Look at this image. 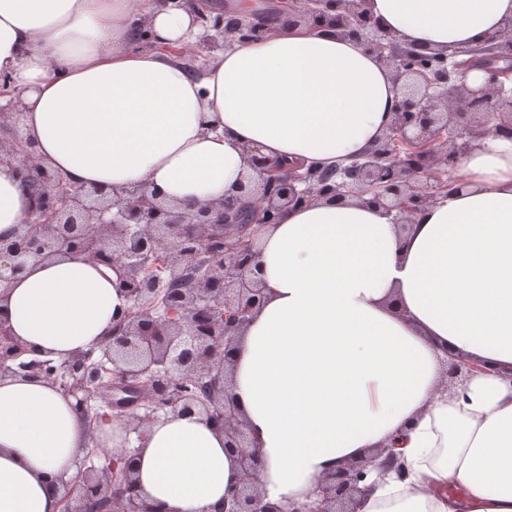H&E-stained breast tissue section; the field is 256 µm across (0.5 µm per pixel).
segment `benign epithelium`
Returning <instances> with one entry per match:
<instances>
[{
	"mask_svg": "<svg viewBox=\"0 0 512 512\" xmlns=\"http://www.w3.org/2000/svg\"><path fill=\"white\" fill-rule=\"evenodd\" d=\"M364 2L299 0L288 13L290 27L304 23L361 40L399 86L394 123L354 164L349 181H331L328 170L282 167L246 147L247 163L261 182L242 184L186 212L140 183L119 190L70 186L35 161L30 139L16 136L12 144H0V166L23 173L37 200L13 237L0 239V289L10 288L32 259L80 255L119 267L121 290L131 302L105 347L61 362L29 357L1 318L0 378L47 379L77 397L86 417L100 367H109L110 407L121 412L128 406L118 394L150 379L153 406L142 415L130 414L134 432L170 412L200 415L224 431V449L237 459L241 478L217 512H356L375 489L367 483L370 469L406 477L395 447L371 448L325 471L306 501H265L257 482L260 451L230 395L229 372L239 330L264 301L265 288L251 272L264 228L317 197L340 201L353 194L371 195L369 203L405 227L462 184L456 170L473 138L486 133L512 138V20L483 44L446 55L401 41L377 23ZM269 33L257 12L246 22L224 25V34L241 44ZM473 68L489 74L485 85H468ZM488 110L492 126L476 120ZM446 366L450 386L485 369L452 353ZM60 483L61 512H166L142 495L135 455L126 450L101 469L90 467Z\"/></svg>",
	"mask_w": 512,
	"mask_h": 512,
	"instance_id": "1",
	"label": "benign epithelium"
}]
</instances>
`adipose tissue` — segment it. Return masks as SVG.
<instances>
[{"instance_id":"obj_1","label":"adipose tissue","mask_w":512,"mask_h":512,"mask_svg":"<svg viewBox=\"0 0 512 512\" xmlns=\"http://www.w3.org/2000/svg\"><path fill=\"white\" fill-rule=\"evenodd\" d=\"M385 29L439 51L503 29L512 0H366ZM190 43L197 14L146 0H0V75L38 162L75 185L134 182L183 207L253 176L244 147L272 161L349 163L394 121L392 73L333 32L281 27L228 41L196 78L132 50L140 27ZM462 188L407 230L359 200L318 199L260 236L263 305L232 355L233 400L257 443L274 504L304 500L325 469L397 445L358 512H512V139L463 157ZM34 197L0 168V238ZM129 303L119 274L80 256L30 261L0 317L35 357L99 346ZM489 365L446 388L447 353ZM88 442L76 397L45 380H0V512H59ZM138 485L168 512H212L240 468L224 433L167 414L136 448Z\"/></svg>"}]
</instances>
